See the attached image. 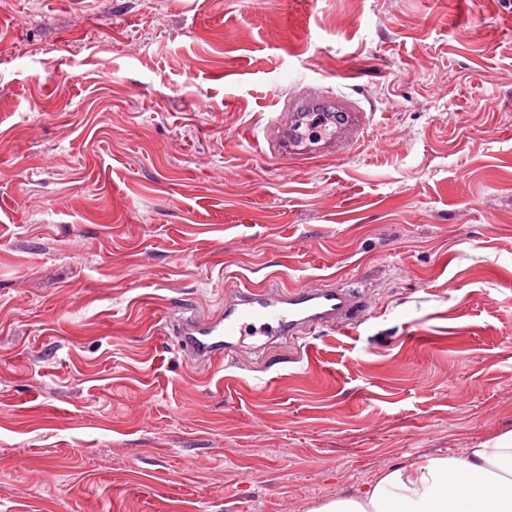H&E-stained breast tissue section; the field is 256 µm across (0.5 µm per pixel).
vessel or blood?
Instances as JSON below:
<instances>
[{
  "label": "vessel or blood",
  "mask_w": 512,
  "mask_h": 512,
  "mask_svg": "<svg viewBox=\"0 0 512 512\" xmlns=\"http://www.w3.org/2000/svg\"><path fill=\"white\" fill-rule=\"evenodd\" d=\"M369 116L351 100L324 93L298 94L269 119L270 153L279 160L341 156L359 139ZM371 308L349 288L242 284L215 310L170 317L176 342L197 367L235 359L248 336L292 342L324 328L343 329Z\"/></svg>",
  "instance_id": "b4317fda"
}]
</instances>
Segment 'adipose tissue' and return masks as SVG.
<instances>
[{"label": "adipose tissue", "mask_w": 512, "mask_h": 512, "mask_svg": "<svg viewBox=\"0 0 512 512\" xmlns=\"http://www.w3.org/2000/svg\"><path fill=\"white\" fill-rule=\"evenodd\" d=\"M317 512H512V430L460 453L389 468L363 492Z\"/></svg>", "instance_id": "ef3b65f1"}]
</instances>
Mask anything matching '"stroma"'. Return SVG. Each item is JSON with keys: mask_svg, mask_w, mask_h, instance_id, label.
I'll return each instance as SVG.
<instances>
[{"mask_svg": "<svg viewBox=\"0 0 512 512\" xmlns=\"http://www.w3.org/2000/svg\"><path fill=\"white\" fill-rule=\"evenodd\" d=\"M320 88L341 158L263 154ZM372 312L211 369L244 282ZM512 429V0H0V512H315ZM270 114V153L282 161L341 156L369 123L367 112L354 101L321 92L290 97L280 112ZM319 118L326 125L324 136L310 141L302 128Z\"/></svg>", "mask_w": 512, "mask_h": 512, "instance_id": "stroma-1", "label": "stroma"}]
</instances>
